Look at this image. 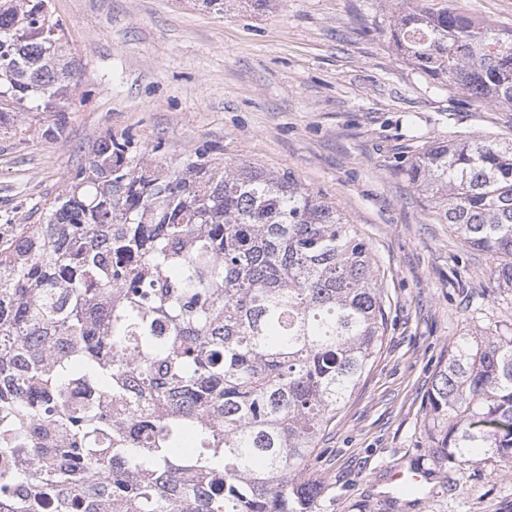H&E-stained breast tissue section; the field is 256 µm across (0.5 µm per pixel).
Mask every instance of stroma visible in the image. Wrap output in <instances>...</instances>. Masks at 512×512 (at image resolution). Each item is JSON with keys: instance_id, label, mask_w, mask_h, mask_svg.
Listing matches in <instances>:
<instances>
[{"instance_id": "stroma-1", "label": "stroma", "mask_w": 512, "mask_h": 512, "mask_svg": "<svg viewBox=\"0 0 512 512\" xmlns=\"http://www.w3.org/2000/svg\"><path fill=\"white\" fill-rule=\"evenodd\" d=\"M83 66L65 133L0 134V231L45 207L104 132L202 145L292 173L368 242L387 331L371 370L309 465L317 512H512V466L439 463L425 395L456 337L512 328V291H487L496 257L465 246L404 172L428 145L512 140V108L434 82L394 46L395 0H51ZM418 468L419 493L392 477Z\"/></svg>"}]
</instances>
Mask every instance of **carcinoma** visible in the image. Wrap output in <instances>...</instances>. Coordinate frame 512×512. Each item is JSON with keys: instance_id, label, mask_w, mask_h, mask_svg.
<instances>
[{"instance_id": "cac0c4a2", "label": "carcinoma", "mask_w": 512, "mask_h": 512, "mask_svg": "<svg viewBox=\"0 0 512 512\" xmlns=\"http://www.w3.org/2000/svg\"><path fill=\"white\" fill-rule=\"evenodd\" d=\"M434 81L512 107V28L398 0ZM50 0H0V132L66 131L82 64ZM106 132L0 236V512H315L304 479L380 351L368 243L289 172ZM408 178L512 289V140L427 147ZM434 456L512 463V330L461 336L427 392Z\"/></svg>"}]
</instances>
